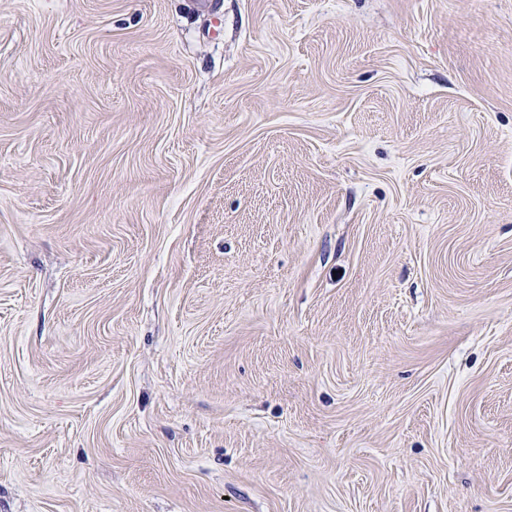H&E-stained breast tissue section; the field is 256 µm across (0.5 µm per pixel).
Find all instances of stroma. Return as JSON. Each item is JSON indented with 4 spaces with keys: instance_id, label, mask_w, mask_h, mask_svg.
Listing matches in <instances>:
<instances>
[{
    "instance_id": "1",
    "label": "stroma",
    "mask_w": 512,
    "mask_h": 512,
    "mask_svg": "<svg viewBox=\"0 0 512 512\" xmlns=\"http://www.w3.org/2000/svg\"><path fill=\"white\" fill-rule=\"evenodd\" d=\"M0 512H512V0H0Z\"/></svg>"
}]
</instances>
